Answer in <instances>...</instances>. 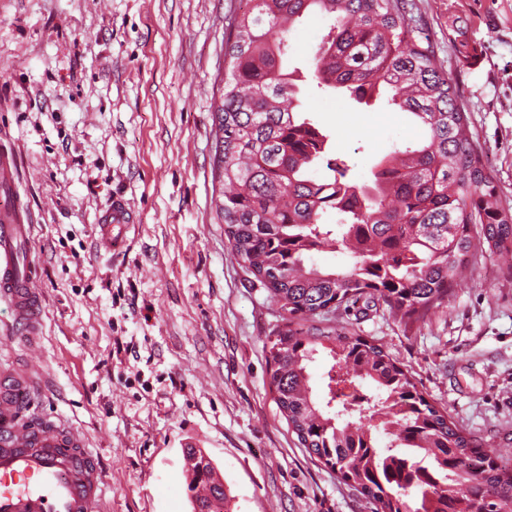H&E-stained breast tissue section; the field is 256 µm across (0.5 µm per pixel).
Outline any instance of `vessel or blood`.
I'll return each mask as SVG.
<instances>
[{
  "label": "vessel or blood",
  "instance_id": "vessel-or-blood-1",
  "mask_svg": "<svg viewBox=\"0 0 512 512\" xmlns=\"http://www.w3.org/2000/svg\"><path fill=\"white\" fill-rule=\"evenodd\" d=\"M135 223L127 200L114 198L100 218L97 249L117 251ZM30 234L19 209L1 203L0 301L29 344L41 325L36 279L20 256ZM38 371L31 363L0 372V512H100L102 476L84 437L65 422H39L28 413Z\"/></svg>",
  "mask_w": 512,
  "mask_h": 512
}]
</instances>
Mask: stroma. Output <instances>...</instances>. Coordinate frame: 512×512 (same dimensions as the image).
<instances>
[{
  "label": "stroma",
  "mask_w": 512,
  "mask_h": 512,
  "mask_svg": "<svg viewBox=\"0 0 512 512\" xmlns=\"http://www.w3.org/2000/svg\"><path fill=\"white\" fill-rule=\"evenodd\" d=\"M410 3L511 208L512 0ZM241 4L0 0V147L15 154L14 197L32 219L43 322L24 344L0 304V365L40 359L32 413L84 436L105 482L102 512H192L189 446L212 459L235 512H371L279 411L264 346L281 311L233 256L217 214L214 112L224 30ZM329 23L304 16L288 62L307 117L362 181L420 130L387 100L362 107L316 87ZM116 196L138 222L104 253L95 232ZM328 325L382 346L430 403L512 456V259L477 257L422 321L364 306Z\"/></svg>",
  "instance_id": "obj_1"
}]
</instances>
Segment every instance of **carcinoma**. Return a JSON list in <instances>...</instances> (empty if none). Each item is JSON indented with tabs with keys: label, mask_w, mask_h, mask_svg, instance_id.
Returning <instances> with one entry per match:
<instances>
[{
	"label": "carcinoma",
	"mask_w": 512,
	"mask_h": 512,
	"mask_svg": "<svg viewBox=\"0 0 512 512\" xmlns=\"http://www.w3.org/2000/svg\"><path fill=\"white\" fill-rule=\"evenodd\" d=\"M406 0H247L224 32V91L216 110L217 213L236 257L280 304L284 328L269 337L275 402L298 442L372 512H512V466L484 450L436 408L384 349L315 322L359 302L405 322L448 301L468 256L512 253V209L501 205L457 92ZM332 20L312 67L317 86L367 104L383 89L412 114L422 137L382 157L359 182L330 157L328 136L299 112L285 70L289 34L305 14ZM480 226L479 237L471 227ZM346 253L334 270L311 253ZM328 352L322 391L311 367ZM372 384L363 406L344 399ZM385 434L380 447L376 438ZM191 470L195 507L230 499Z\"/></svg>",
	"instance_id": "carcinoma-1"
}]
</instances>
